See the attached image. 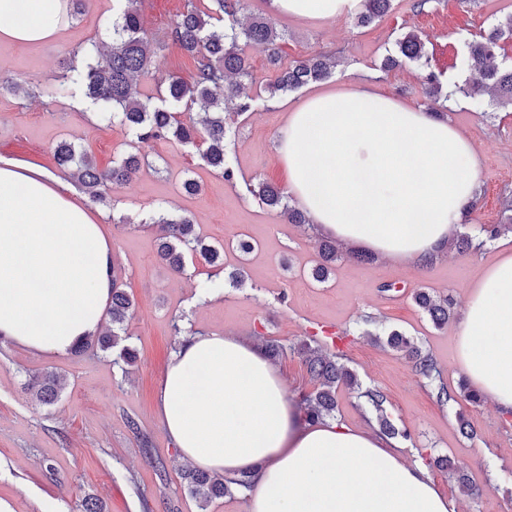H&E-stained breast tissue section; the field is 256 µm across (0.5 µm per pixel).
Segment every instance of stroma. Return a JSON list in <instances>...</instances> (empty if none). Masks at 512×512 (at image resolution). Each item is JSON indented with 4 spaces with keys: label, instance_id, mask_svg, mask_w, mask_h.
Segmentation results:
<instances>
[{
    "label": "stroma",
    "instance_id": "35a3bbf8",
    "mask_svg": "<svg viewBox=\"0 0 512 512\" xmlns=\"http://www.w3.org/2000/svg\"><path fill=\"white\" fill-rule=\"evenodd\" d=\"M190 2L203 8L209 0H142L149 35L162 38ZM415 2L394 0L388 15L363 28L348 16L319 23L272 17L267 0H245L247 14L269 17L287 34L285 60L336 50L340 63L329 78L309 84L307 90L272 96L266 85L275 71L265 52L243 44L253 72L245 91L254 107L230 120L235 143L234 178L229 182L204 163L197 149L178 141L136 146L124 127L101 121L82 88L57 99L36 94L38 85L62 72L74 51L105 38L112 0H85L82 13L51 43L22 49L0 45V73L33 91L24 97L0 90V157L59 173L66 180L70 171L60 170L54 158L55 146L63 141L85 148L102 167L136 149L145 157L132 181L112 186L105 202L90 205L113 243L115 273L136 301L126 333L138 360L124 371L104 353L41 355L0 341V512H80L90 497L102 501L108 512H247L248 499L237 491L204 509L189 495L181 479L187 463L158 413L160 382L181 335L231 333L250 340L263 335L288 347L324 326L346 334L348 366L363 387L385 393L387 415L409 429L410 439L389 442L404 463L424 465L439 490L455 501L457 512H512V415L486 399L477 404L437 403L431 385L402 354L372 340L373 334L390 329L404 332L433 355L444 382L456 389V324L434 327L411 293L425 288L448 295L456 310H463L469 284L497 259V249L488 245L470 257L446 251L432 264L415 266L382 257L361 262L346 247L328 282L319 284L309 273L318 259L322 232L311 224L288 223L247 191L260 179L286 186L277 132L305 91L364 83L408 105L429 108L422 95L426 71L463 82L465 73L457 60L465 43L512 14V0H476L471 6L436 0L421 12L415 11ZM409 30L426 35L427 66L382 70L383 58L396 52L397 39ZM195 72L193 59L172 47L161 53L156 68L138 77L136 91L140 99H153L168 77L188 80ZM447 117L468 136L481 160L478 182L483 195L468 224L498 223L499 192L512 185V110L490 120L460 96ZM189 177L200 184L193 196L182 191ZM162 214L189 216L206 241L224 245L223 267L190 259L183 273L172 272L157 255L163 234L157 218ZM247 237L257 248L243 260L231 243ZM240 268L246 285L235 288L229 275ZM209 280L221 285L223 295L201 298L200 286ZM391 282L396 290L381 292V285ZM46 370L65 382L52 405L42 404L25 388L30 376ZM460 412L475 427V437L460 433ZM437 455L464 466L481 495H467L447 472L430 466L429 457Z\"/></svg>",
    "mask_w": 512,
    "mask_h": 512
}]
</instances>
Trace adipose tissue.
Wrapping results in <instances>:
<instances>
[{
  "label": "adipose tissue",
  "mask_w": 512,
  "mask_h": 512,
  "mask_svg": "<svg viewBox=\"0 0 512 512\" xmlns=\"http://www.w3.org/2000/svg\"><path fill=\"white\" fill-rule=\"evenodd\" d=\"M360 0H268L312 21ZM66 0H0V44L33 46L64 28ZM288 192L311 224L349 245L415 265L463 227L478 157L447 118L359 86L310 95L278 133ZM112 243L56 175L0 158V339L64 354L100 329L112 290ZM456 364L512 413V251L481 270L456 326ZM158 409L181 457L252 478L248 512H456L424 469L378 434L313 422L259 343L186 336Z\"/></svg>",
  "instance_id": "1"
}]
</instances>
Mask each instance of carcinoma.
Instances as JSON below:
<instances>
[{
    "instance_id": "carcinoma-1",
    "label": "carcinoma",
    "mask_w": 512,
    "mask_h": 512,
    "mask_svg": "<svg viewBox=\"0 0 512 512\" xmlns=\"http://www.w3.org/2000/svg\"><path fill=\"white\" fill-rule=\"evenodd\" d=\"M393 0H361L360 10L355 13L357 24L368 26L386 15ZM141 0H112V41L93 42L86 49L90 61L82 67L69 62L62 73L52 82L39 87V93L48 98L63 95L71 84L84 88L85 96L99 108L103 118L126 128L139 144H148L158 139H173L185 145H194L197 139L206 144L202 160L210 167L224 174L230 181L234 169L228 158V146L232 142L233 130L227 119L232 113L244 114L252 108V97L243 92L242 79L252 78L251 64L238 48L239 39L262 46L267 52L270 65L276 75L267 85V92L294 91L310 83L330 77L338 56L325 51L304 59L293 60L288 65L281 62V43L284 34L261 17H253L244 25L238 15L245 10V0H211L208 9L200 10L193 3L187 4L185 12L167 32L166 39L151 42L141 22ZM508 35L512 37V15L505 22L466 44L460 64L466 72L464 83L452 91L443 92L441 74L428 71L423 80V96L432 102H448L460 94L474 101L476 110L483 107L486 90L495 92L494 101L512 105V66L496 63L498 42ZM174 44L197 63V73L191 83L171 78L165 85L161 103L141 101L133 91V81L140 73L156 66L159 52ZM397 54L386 57L382 68L391 70L406 63H419L425 57V41L421 34L412 30L397 41ZM194 110L203 114L200 122L191 116L181 117L178 109ZM59 167L71 170L72 177L79 183L93 202L106 200L110 185L129 181L141 168L142 156L130 153L110 168H101L86 151L78 149L71 142H61L54 150ZM248 192L273 210L279 211L290 224H306L308 219L300 208L290 204L287 193L280 187L259 180L248 186ZM504 208L497 224H482L479 232L484 239L474 242L468 234L448 241V249L464 256L479 249L485 242L512 232V189L503 190ZM155 223L165 226L160 238L158 257L169 268L179 273L184 269L186 258L196 257L208 264L219 262L218 248L206 243L194 233L193 222L186 216L172 218L159 215ZM341 258L340 245L333 239L321 241L318 260L311 269V277L318 283L329 279L336 261ZM113 288L108 313L112 330L104 331L87 343H79L74 351L84 346L97 347L102 352L118 349L113 364L121 367L135 362V350L125 344L126 322L135 311L134 298L112 276ZM415 304L429 317L432 324L440 328L454 316V303L448 296L433 295L425 288L413 292ZM268 356L275 358L288 349L297 354L314 383L313 390L302 395L305 415L313 422L336 416L338 403L336 390L345 386L357 392L376 412V420L382 434L409 440L410 432L400 428L388 417L384 404L385 394L374 388L362 389L357 374L343 363L344 354L340 347L333 349L319 336L312 334L286 347L279 342L265 338ZM384 344L405 355L413 363L416 373L435 385L436 398L443 403L466 402L475 404L481 395L461 379L457 389L448 390L444 384H436L441 370L432 357L404 334L393 330L386 336ZM64 384L54 372L32 376L27 388L36 391L39 400L51 405L55 403ZM440 469L448 471L467 493L477 496L480 489L470 484L464 467L446 456L432 458ZM183 482L189 493L201 505L220 498L237 489L250 487L251 478L241 476L226 479L199 469L183 471Z\"/></svg>"
}]
</instances>
